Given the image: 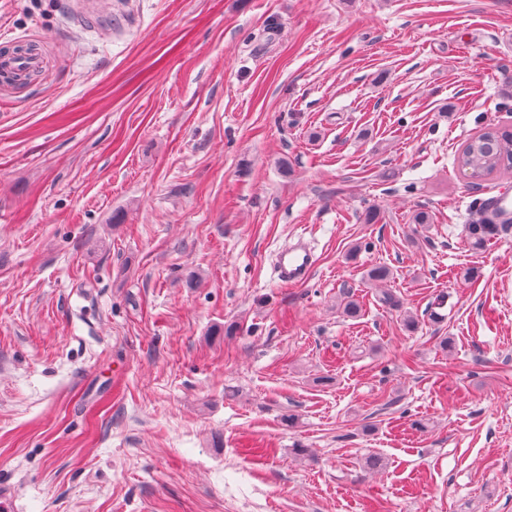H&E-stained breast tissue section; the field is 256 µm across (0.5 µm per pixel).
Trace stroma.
<instances>
[{
  "label": "stroma",
  "mask_w": 512,
  "mask_h": 512,
  "mask_svg": "<svg viewBox=\"0 0 512 512\" xmlns=\"http://www.w3.org/2000/svg\"><path fill=\"white\" fill-rule=\"evenodd\" d=\"M91 6L0 0L48 59L0 83L12 512H512V233L465 232L512 170L453 166L512 131V0ZM490 129L468 139L455 154L457 169L471 184L479 185L495 173L512 169V134L507 141L509 131ZM315 267V256L307 239L299 237L276 255L275 272L281 283L288 285L307 282Z\"/></svg>",
  "instance_id": "1"
}]
</instances>
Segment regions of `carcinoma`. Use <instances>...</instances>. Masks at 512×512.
<instances>
[{
    "label": "carcinoma",
    "instance_id": "1",
    "mask_svg": "<svg viewBox=\"0 0 512 512\" xmlns=\"http://www.w3.org/2000/svg\"><path fill=\"white\" fill-rule=\"evenodd\" d=\"M454 163L459 172L472 184H479L493 174L512 169V138L497 128L484 129L468 139L455 154ZM501 233L498 224H471L468 239L475 249L484 247Z\"/></svg>",
    "mask_w": 512,
    "mask_h": 512
}]
</instances>
